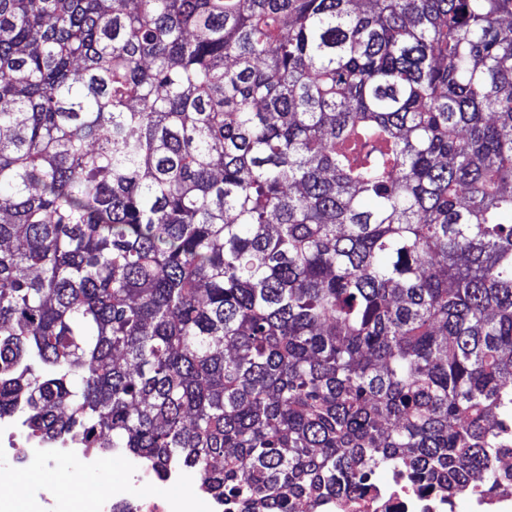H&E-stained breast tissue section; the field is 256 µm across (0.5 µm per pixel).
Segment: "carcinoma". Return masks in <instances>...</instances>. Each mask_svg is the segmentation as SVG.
<instances>
[{
	"mask_svg": "<svg viewBox=\"0 0 512 512\" xmlns=\"http://www.w3.org/2000/svg\"><path fill=\"white\" fill-rule=\"evenodd\" d=\"M244 512L512 455V0H0V416Z\"/></svg>",
	"mask_w": 512,
	"mask_h": 512,
	"instance_id": "carcinoma-1",
	"label": "carcinoma"
}]
</instances>
